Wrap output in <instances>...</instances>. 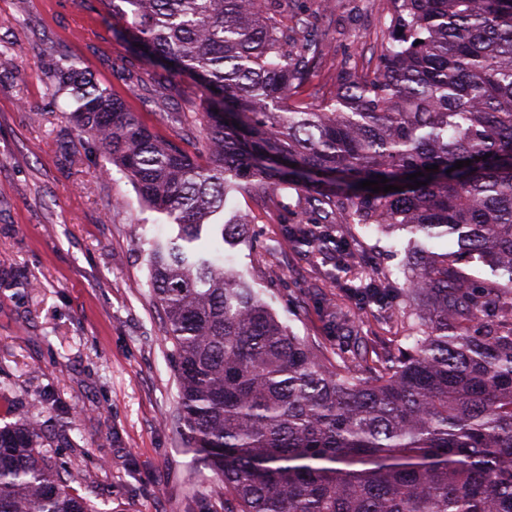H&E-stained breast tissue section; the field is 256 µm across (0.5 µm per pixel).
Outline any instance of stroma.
<instances>
[{"label":"stroma","instance_id":"35a3bbf8","mask_svg":"<svg viewBox=\"0 0 512 512\" xmlns=\"http://www.w3.org/2000/svg\"><path fill=\"white\" fill-rule=\"evenodd\" d=\"M385 6L292 0L281 15L288 26L294 14L307 18L321 50L312 83L323 95L335 94L342 68L374 69L388 39ZM0 53V427L39 421L42 448L94 512H224L212 471L184 451L173 423V345L140 246L177 227L78 133L52 76L60 60L76 62L191 155L197 130L166 115L192 111L197 85L153 78L103 20L100 0H0ZM229 207L248 240L225 246V267L262 289L296 336L331 360L356 349L389 359L411 346L403 296L361 305L351 292L371 273L403 287L407 233L333 225L355 256L338 270L286 233L320 219L306 189L239 193Z\"/></svg>","mask_w":512,"mask_h":512}]
</instances>
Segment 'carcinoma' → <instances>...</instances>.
<instances>
[{"instance_id":"cac0c4a2","label":"carcinoma","mask_w":512,"mask_h":512,"mask_svg":"<svg viewBox=\"0 0 512 512\" xmlns=\"http://www.w3.org/2000/svg\"><path fill=\"white\" fill-rule=\"evenodd\" d=\"M387 2L375 69L305 103L318 46L277 20L288 0H100L141 61L199 85V108L171 116L200 124L198 157L75 63L53 75L75 128L178 227L144 253L177 356L176 424L224 512H512V300L465 326L512 295V0ZM379 175L399 190L359 187ZM299 186L332 224L413 235L414 346L392 364L327 361L224 268V246L200 243L235 194ZM442 239L457 249L431 251ZM315 246L351 258L329 233ZM471 259L503 283L473 285ZM363 292L381 301L392 283L373 275ZM38 441L31 422L0 428V512H92Z\"/></svg>"}]
</instances>
